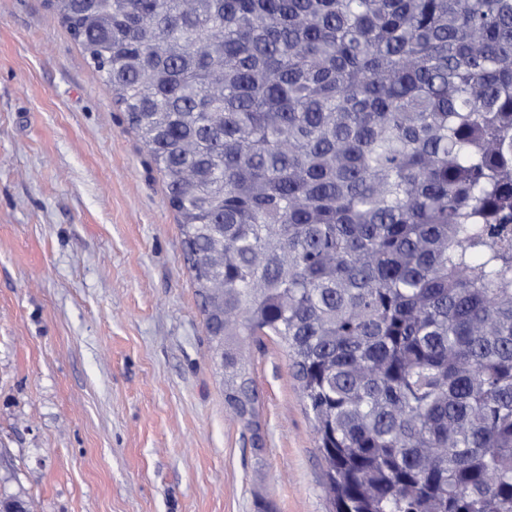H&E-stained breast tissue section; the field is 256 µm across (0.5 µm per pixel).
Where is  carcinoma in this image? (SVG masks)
<instances>
[{
    "mask_svg": "<svg viewBox=\"0 0 512 512\" xmlns=\"http://www.w3.org/2000/svg\"><path fill=\"white\" fill-rule=\"evenodd\" d=\"M177 212L224 402L285 349L336 512H512V0H47Z\"/></svg>",
    "mask_w": 512,
    "mask_h": 512,
    "instance_id": "cac0c4a2",
    "label": "carcinoma"
}]
</instances>
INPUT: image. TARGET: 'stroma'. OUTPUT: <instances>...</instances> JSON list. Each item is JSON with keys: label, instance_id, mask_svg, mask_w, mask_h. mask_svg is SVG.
Instances as JSON below:
<instances>
[{"label": "stroma", "instance_id": "1", "mask_svg": "<svg viewBox=\"0 0 512 512\" xmlns=\"http://www.w3.org/2000/svg\"><path fill=\"white\" fill-rule=\"evenodd\" d=\"M229 414L176 211L46 0H0V494L33 512H333L285 351Z\"/></svg>", "mask_w": 512, "mask_h": 512}]
</instances>
